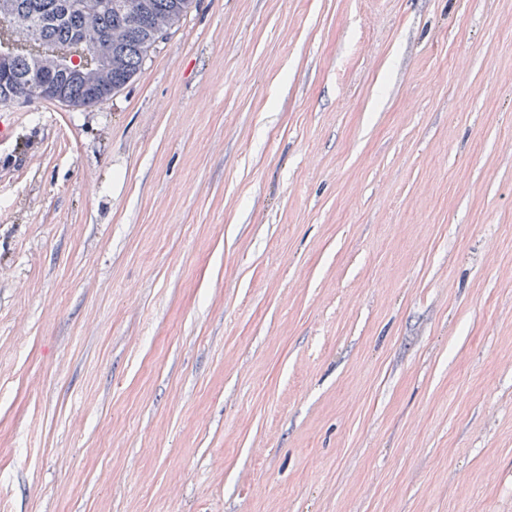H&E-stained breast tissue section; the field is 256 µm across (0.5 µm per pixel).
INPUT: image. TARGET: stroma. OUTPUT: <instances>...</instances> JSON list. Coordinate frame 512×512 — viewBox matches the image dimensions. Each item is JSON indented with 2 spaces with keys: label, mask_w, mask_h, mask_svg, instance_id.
<instances>
[{
  "label": "stroma",
  "mask_w": 512,
  "mask_h": 512,
  "mask_svg": "<svg viewBox=\"0 0 512 512\" xmlns=\"http://www.w3.org/2000/svg\"><path fill=\"white\" fill-rule=\"evenodd\" d=\"M0 139V512H512V0H194Z\"/></svg>",
  "instance_id": "35a3bbf8"
}]
</instances>
